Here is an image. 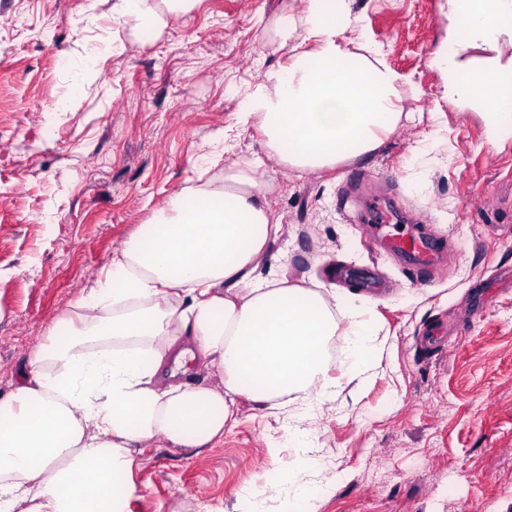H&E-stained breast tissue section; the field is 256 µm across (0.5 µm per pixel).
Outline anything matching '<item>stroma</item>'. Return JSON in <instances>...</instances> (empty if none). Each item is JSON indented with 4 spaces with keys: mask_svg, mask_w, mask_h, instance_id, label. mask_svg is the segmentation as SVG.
I'll use <instances>...</instances> for the list:
<instances>
[{
    "mask_svg": "<svg viewBox=\"0 0 512 512\" xmlns=\"http://www.w3.org/2000/svg\"><path fill=\"white\" fill-rule=\"evenodd\" d=\"M113 2L0 0V396L121 244L195 184L238 92L285 62L280 17L301 10L201 0L148 31L113 20ZM350 6L349 39L380 46L400 76L404 120L336 169L266 159L255 175L288 278L373 303L372 379L313 413L241 399L210 448L144 444L126 512H238L247 491L260 512H512V122L446 94L433 59L448 0ZM116 37L123 53H104ZM420 141L433 146L425 162ZM375 207L437 244L428 285L377 239Z\"/></svg>",
    "mask_w": 512,
    "mask_h": 512,
    "instance_id": "1",
    "label": "stroma"
}]
</instances>
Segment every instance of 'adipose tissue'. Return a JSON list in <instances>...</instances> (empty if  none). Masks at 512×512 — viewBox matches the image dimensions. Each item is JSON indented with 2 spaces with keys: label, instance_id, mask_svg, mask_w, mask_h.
<instances>
[{
  "label": "adipose tissue",
  "instance_id": "1",
  "mask_svg": "<svg viewBox=\"0 0 512 512\" xmlns=\"http://www.w3.org/2000/svg\"><path fill=\"white\" fill-rule=\"evenodd\" d=\"M200 0H118L116 14L151 28ZM350 0H302L304 31L287 65L242 94L235 125L201 157L207 180L151 214L112 256L105 281L29 352L30 374L0 398V512H123L135 446L163 438L202 449L224 434L242 397L279 413L313 411L341 383L365 385L373 347L370 302L327 294L268 266L278 225L261 184L222 166L233 128L259 125L270 156L296 172L322 171L374 152L401 118L398 74L374 45L350 51ZM456 52L436 64L446 91L460 84V51L512 40V0H466ZM223 168L221 180L210 173ZM347 341L342 379L329 374L337 332ZM213 369L216 387L172 382L188 362Z\"/></svg>",
  "mask_w": 512,
  "mask_h": 512
}]
</instances>
